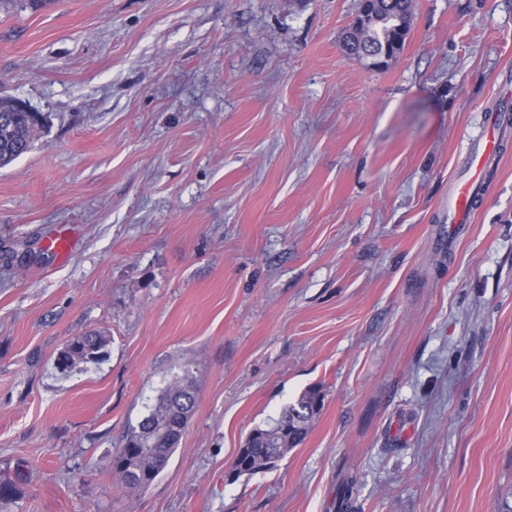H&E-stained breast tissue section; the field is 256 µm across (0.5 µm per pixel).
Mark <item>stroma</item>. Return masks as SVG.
<instances>
[{"mask_svg":"<svg viewBox=\"0 0 512 512\" xmlns=\"http://www.w3.org/2000/svg\"><path fill=\"white\" fill-rule=\"evenodd\" d=\"M359 0H47L0 13V98L43 127L0 167V512H499L512 493V141L471 223L448 191L512 119V0H413L382 69ZM78 236L64 260L43 241ZM89 330L104 357L58 352ZM196 402L129 497L112 458L161 389ZM324 406L276 468L248 434ZM74 338L75 343L70 349L68 362L61 363L59 359L56 360V368L62 372L80 363L98 362L104 355V348L108 343L106 336L97 331H90ZM324 399L325 394L320 387H309L271 424L253 429L238 449L232 463L235 477L230 482L274 469L289 449L304 440L309 424L323 408ZM358 481L352 474H343L336 486L334 509L336 512H355Z\"/></svg>","mask_w":512,"mask_h":512,"instance_id":"1","label":"stroma"}]
</instances>
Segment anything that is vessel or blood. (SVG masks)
Listing matches in <instances>:
<instances>
[{
    "label": "vessel or blood",
    "instance_id": "b4317fda",
    "mask_svg": "<svg viewBox=\"0 0 512 512\" xmlns=\"http://www.w3.org/2000/svg\"><path fill=\"white\" fill-rule=\"evenodd\" d=\"M504 136L502 127H493L482 135L466 155V176L457 178L450 185L448 195V221L451 224L469 223L477 197V187L483 171L497 158ZM76 245L72 233L64 231L44 242V247L58 258H67Z\"/></svg>",
    "mask_w": 512,
    "mask_h": 512
}]
</instances>
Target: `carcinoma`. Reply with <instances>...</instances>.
I'll return each mask as SVG.
<instances>
[{
  "mask_svg": "<svg viewBox=\"0 0 512 512\" xmlns=\"http://www.w3.org/2000/svg\"><path fill=\"white\" fill-rule=\"evenodd\" d=\"M411 16L412 0H360V24L346 33L345 51L351 56L366 54L389 63L404 47ZM10 105L11 101L0 99V166L30 150L38 126L27 113L9 111ZM107 343V338L97 331L77 336L68 362L58 361L56 368L63 372L80 363H96L104 355ZM324 399L321 388L309 387L271 424L253 429L232 463L234 480L274 469L289 449L304 440ZM194 405L193 381L186 375L167 387L138 425L129 428L113 459V473L122 488L132 494L150 489L168 465ZM357 486L356 476L341 475L336 486L335 512H355Z\"/></svg>",
  "mask_w": 512,
  "mask_h": 512,
  "instance_id": "1",
  "label": "carcinoma"
}]
</instances>
